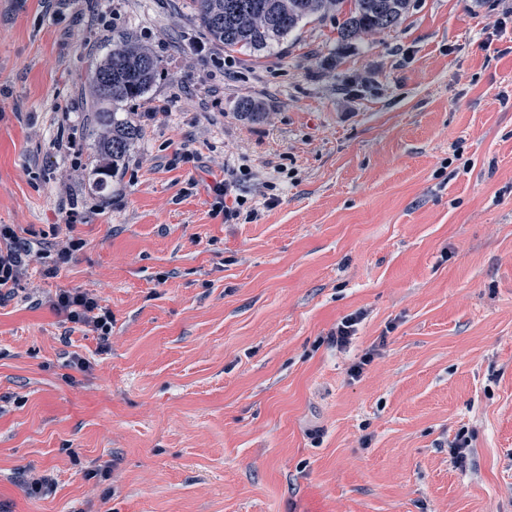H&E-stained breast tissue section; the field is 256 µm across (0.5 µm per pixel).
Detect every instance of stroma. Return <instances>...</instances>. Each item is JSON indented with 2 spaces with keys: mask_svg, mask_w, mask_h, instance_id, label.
<instances>
[{
  "mask_svg": "<svg viewBox=\"0 0 512 512\" xmlns=\"http://www.w3.org/2000/svg\"><path fill=\"white\" fill-rule=\"evenodd\" d=\"M193 15L0 0V224L70 203L83 248L26 285L112 312L101 354L0 305V512H512V14L411 0L396 28L344 44L314 18L252 56ZM126 38L158 72L117 106L141 134L105 178L87 75ZM221 181L256 219L213 216ZM356 325H358V317L356 315H348L336 326L331 336H328V343L336 349H344L350 343V340L356 332Z\"/></svg>",
  "mask_w": 512,
  "mask_h": 512,
  "instance_id": "stroma-1",
  "label": "stroma"
}]
</instances>
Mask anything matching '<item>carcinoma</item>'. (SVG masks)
<instances>
[{
  "instance_id": "obj_1",
  "label": "carcinoma",
  "mask_w": 512,
  "mask_h": 512,
  "mask_svg": "<svg viewBox=\"0 0 512 512\" xmlns=\"http://www.w3.org/2000/svg\"><path fill=\"white\" fill-rule=\"evenodd\" d=\"M194 20L211 39L231 52L258 53L279 42L311 18L330 13L342 17L337 34L349 42L363 34L397 27L410 0H194ZM157 73L153 52L136 41L114 48L89 75L93 95L102 103L120 105L147 94ZM98 121L105 128L99 150L106 160L103 174L123 167L139 128L103 110Z\"/></svg>"
}]
</instances>
